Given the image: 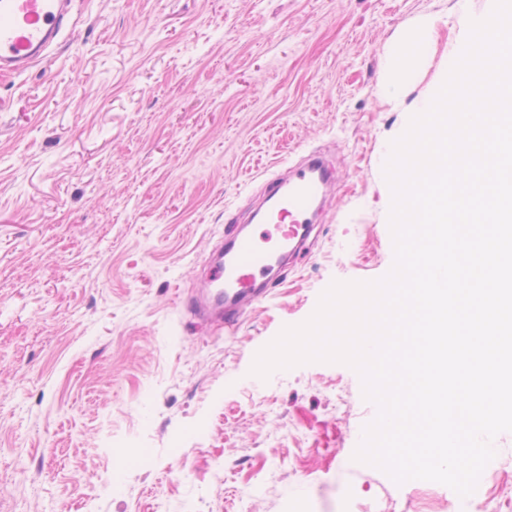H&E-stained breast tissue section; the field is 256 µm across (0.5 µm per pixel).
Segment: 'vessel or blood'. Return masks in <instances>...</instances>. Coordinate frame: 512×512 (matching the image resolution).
I'll return each instance as SVG.
<instances>
[{"label":"vessel or blood","instance_id":"obj_1","mask_svg":"<svg viewBox=\"0 0 512 512\" xmlns=\"http://www.w3.org/2000/svg\"><path fill=\"white\" fill-rule=\"evenodd\" d=\"M73 0H0V75L24 74L46 59L72 13ZM336 188V170L310 152L287 174L265 180L261 205L228 233L218 261L187 299L188 312L237 325L281 281L289 257L309 239Z\"/></svg>","mask_w":512,"mask_h":512}]
</instances>
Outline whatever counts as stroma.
Wrapping results in <instances>:
<instances>
[{
  "instance_id": "stroma-1",
  "label": "stroma",
  "mask_w": 512,
  "mask_h": 512,
  "mask_svg": "<svg viewBox=\"0 0 512 512\" xmlns=\"http://www.w3.org/2000/svg\"><path fill=\"white\" fill-rule=\"evenodd\" d=\"M456 0H78L48 62L0 78V512H402L440 483L355 461L375 418L342 363L253 375L332 282L394 263L387 150L448 63L401 36ZM318 151L336 199L309 255L234 332L182 300L261 182ZM137 449L118 461L116 449ZM121 469L118 486L102 475Z\"/></svg>"
}]
</instances>
